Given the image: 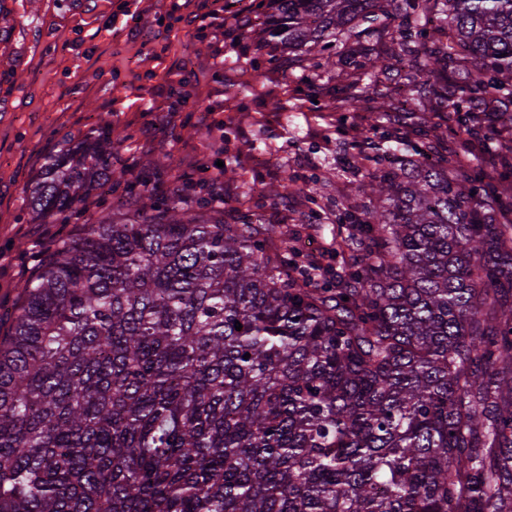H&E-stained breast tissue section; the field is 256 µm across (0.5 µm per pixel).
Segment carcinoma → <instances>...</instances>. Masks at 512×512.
Masks as SVG:
<instances>
[{
    "label": "carcinoma",
    "mask_w": 512,
    "mask_h": 512,
    "mask_svg": "<svg viewBox=\"0 0 512 512\" xmlns=\"http://www.w3.org/2000/svg\"><path fill=\"white\" fill-rule=\"evenodd\" d=\"M268 0L264 33L304 60L357 29L408 69L416 138L347 213L348 269L321 285L177 186L112 168V123L47 160L33 220L78 225L39 260L0 336V512H512V222L434 153L425 114L512 127V0ZM445 42L426 53L431 21ZM451 70L458 101L428 87ZM123 188L117 205L92 192ZM242 324L235 329V322ZM250 354L249 359L243 355Z\"/></svg>",
    "instance_id": "cac0c4a2"
}]
</instances>
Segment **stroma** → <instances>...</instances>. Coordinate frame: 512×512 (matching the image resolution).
<instances>
[{
  "mask_svg": "<svg viewBox=\"0 0 512 512\" xmlns=\"http://www.w3.org/2000/svg\"><path fill=\"white\" fill-rule=\"evenodd\" d=\"M0 12L9 18L0 31V311L71 230L34 223L26 186L102 112L111 115L114 166L130 180L162 197L227 162L232 175L215 185L226 223L275 225L303 256L342 268L336 216L368 202L375 164L357 142L379 108L363 100L352 61L395 58L388 37L337 45L334 79L309 85L286 48L265 43L254 14L230 31L199 0H0ZM176 93L189 102L174 111ZM285 174L294 181L287 194L252 193Z\"/></svg>",
  "mask_w": 512,
  "mask_h": 512,
  "instance_id": "1",
  "label": "stroma"
}]
</instances>
